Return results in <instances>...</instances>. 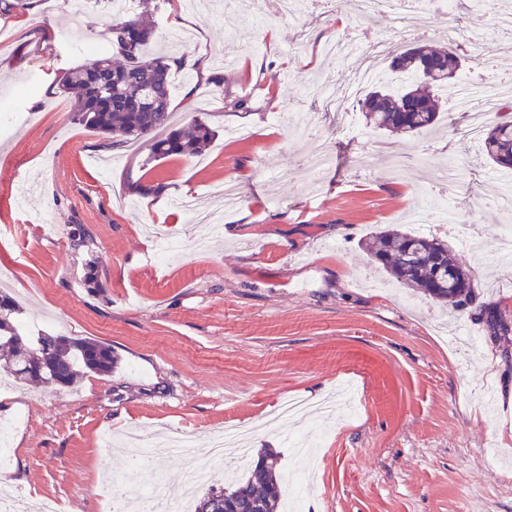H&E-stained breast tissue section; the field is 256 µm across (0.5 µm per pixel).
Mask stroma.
I'll return each mask as SVG.
<instances>
[{
  "mask_svg": "<svg viewBox=\"0 0 512 512\" xmlns=\"http://www.w3.org/2000/svg\"><path fill=\"white\" fill-rule=\"evenodd\" d=\"M256 26L224 15V0L184 13L166 4L151 14L150 47L172 69V125L205 121L215 138L202 156L149 162L152 139L114 143L74 119L73 95L56 79L83 63L86 43L120 18L111 0H92L73 24L68 0H27L0 13V288L26 310L25 330L64 332L111 346V375L87 374L72 390L41 385L0 391V417L23 413L10 467L1 473L31 503L55 497L72 512H107L113 476L128 477L129 452L106 434L169 429L208 447L225 422L243 430L250 456L276 452L292 465L288 439L313 422L325 434L314 448L308 503L314 512H512V479L497 480L483 459L502 447L497 465H512V335L492 341L468 315L389 282L362 242L403 223L430 194L446 196L473 241L506 223L498 206L499 170L469 143L466 119L444 105L429 134L396 135L367 126L358 104L348 125L306 90L355 84L357 64L325 45L354 30L349 5L319 0L297 19ZM425 28L401 36L392 14L371 24V40H388L380 80L401 86L393 54L421 45L468 48L478 39L484 62L465 76L512 78V37L493 31L488 7L455 15L433 11ZM309 116L317 136L290 133L281 113ZM326 143L332 157L319 177L306 156ZM375 153L372 169L357 159ZM411 165L393 168L391 155ZM456 157L459 176L441 185L431 166ZM235 182L240 199L225 208L214 194ZM195 199L224 212L221 231L190 222L176 207ZM92 236L74 248L76 225ZM456 259L467 265L482 301L512 308V265L477 256L448 230ZM182 238L186 252L156 263L159 242ZM95 260L101 287L81 279ZM478 337L468 352L458 324ZM351 388L352 413L308 414L270 426L266 416L287 397L310 402Z\"/></svg>",
  "mask_w": 512,
  "mask_h": 512,
  "instance_id": "obj_1",
  "label": "stroma"
}]
</instances>
